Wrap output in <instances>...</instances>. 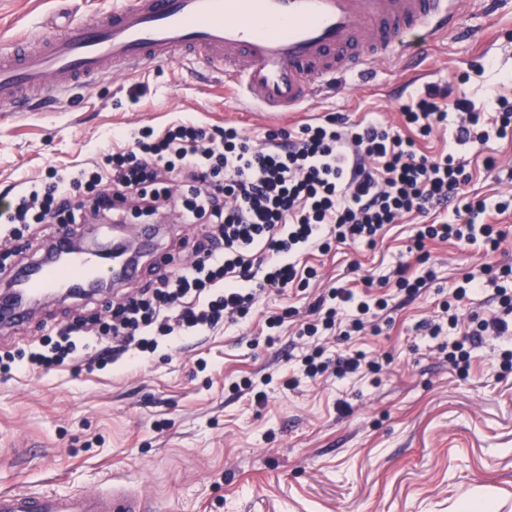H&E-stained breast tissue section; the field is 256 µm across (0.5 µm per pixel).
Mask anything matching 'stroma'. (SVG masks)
<instances>
[{"label": "stroma", "instance_id": "obj_1", "mask_svg": "<svg viewBox=\"0 0 512 512\" xmlns=\"http://www.w3.org/2000/svg\"><path fill=\"white\" fill-rule=\"evenodd\" d=\"M121 0H0V40L16 34L33 42L61 15L86 18ZM469 34L448 31L424 51L429 75L416 79L400 65H383L371 80L348 75L336 93L301 111L268 118L247 111L205 80L203 62L148 66L139 75L101 78L32 112L0 111V192L33 181L52 167L94 157L117 135L179 118L210 128L237 127L259 139L342 114L352 121L397 124L407 94L436 86L489 112L490 96L512 100V0L487 8L472 0ZM495 168L459 149L470 175L467 198L497 200L512 192V138L493 144ZM160 251L145 258V281L194 258L205 228L167 216ZM420 219L388 225L374 248L336 244L302 256L314 277L303 286L264 290L249 314L202 336L160 344L138 365L119 358L106 368L82 362L42 373L12 369L0 375V491L93 494L112 479L140 487L153 512H453L467 493L491 492L495 512H512V373L501 371L499 339L472 351L468 374L439 353L421 323L445 320L466 273L487 260L512 264V213L498 222L507 238L493 258L476 246L432 241L414 248ZM435 279L407 298L393 274L399 267ZM370 291L388 303L379 332L363 330L339 342L320 332L300 335L318 298L336 287ZM108 297L69 299L36 311L26 323L0 330V349L28 350L41 334L76 319L109 320ZM283 323L269 327V317ZM360 351L383 362L365 377L322 376L284 387L306 350ZM270 377L255 403L243 380Z\"/></svg>", "mask_w": 512, "mask_h": 512}]
</instances>
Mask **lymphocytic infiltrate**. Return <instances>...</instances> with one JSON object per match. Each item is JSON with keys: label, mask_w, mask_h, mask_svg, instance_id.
<instances>
[{"label": "lymphocytic infiltrate", "mask_w": 512, "mask_h": 512, "mask_svg": "<svg viewBox=\"0 0 512 512\" xmlns=\"http://www.w3.org/2000/svg\"><path fill=\"white\" fill-rule=\"evenodd\" d=\"M439 95L430 88L401 104L397 127L332 115L302 125L295 134L267 132L258 144L233 126L210 129L180 119L161 130L143 128L123 146L102 148L88 161L50 168L39 187L0 194V224L66 228L111 210L116 199L136 212L156 214L168 206L170 186L178 181L181 222L204 220L215 229L197 260L113 304L111 322L98 329L58 330L44 349L29 354L28 367L50 372L82 340L98 343L88 365L103 368L113 355L152 353L160 341L202 335L224 320L246 317L259 290L286 287L301 273L313 277V270L299 271L301 254L329 251L335 242L374 246L385 226L412 212L454 209L453 220L418 227L417 247L453 240L480 245L487 255L497 252L506 233L489 217L511 211L512 198L490 202L461 196L464 165L450 152L421 153L409 131L428 137L451 123L456 145L482 153L512 136V101L496 97L497 115L488 123L469 100L445 106ZM487 284L497 288V315H472V329L461 336L452 333L458 325L454 312L447 323L429 327L437 349L462 373L471 367L472 348L488 334L505 339L502 369L512 372V266L484 265L480 276H465L456 296L464 298ZM329 298L319 325L308 326L309 334L340 324L346 332L359 331L371 310L387 307L386 301L371 304L345 288L331 290ZM379 369L364 353L332 359L316 348L301 357L297 376L286 384L295 387L300 378L328 372L343 380Z\"/></svg>", "instance_id": "1"}]
</instances>
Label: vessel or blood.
<instances>
[{
    "mask_svg": "<svg viewBox=\"0 0 512 512\" xmlns=\"http://www.w3.org/2000/svg\"><path fill=\"white\" fill-rule=\"evenodd\" d=\"M461 0H126L109 13L66 21L30 49L0 44V106H33L27 91L55 79L59 90L146 64L192 58L237 91L240 104L294 112L350 73L368 77L384 62L408 64L422 44L462 25ZM137 265L56 248L19 283L40 295L62 286L131 278ZM137 488L113 482L96 495L0 492V512H150Z\"/></svg>",
    "mask_w": 512,
    "mask_h": 512,
    "instance_id": "vessel-or-blood-1",
    "label": "vessel or blood"
}]
</instances>
